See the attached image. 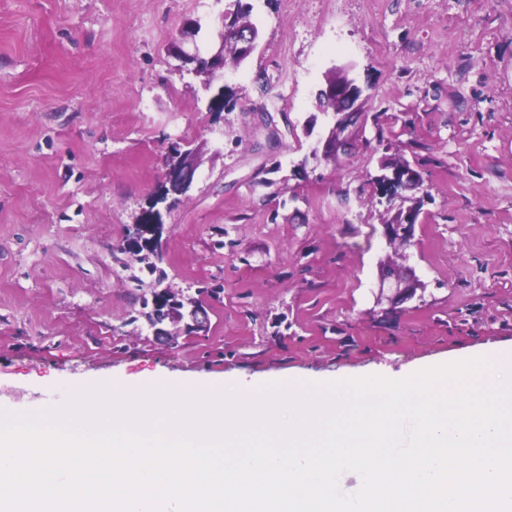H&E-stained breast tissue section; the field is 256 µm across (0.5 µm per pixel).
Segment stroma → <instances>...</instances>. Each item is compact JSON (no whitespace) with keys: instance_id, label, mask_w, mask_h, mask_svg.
<instances>
[{"instance_id":"stroma-1","label":"stroma","mask_w":512,"mask_h":512,"mask_svg":"<svg viewBox=\"0 0 512 512\" xmlns=\"http://www.w3.org/2000/svg\"><path fill=\"white\" fill-rule=\"evenodd\" d=\"M257 50L205 82L170 54L214 50L230 0H0V405L131 376L173 383L401 372L512 344V0H250ZM345 67L363 139L326 154L316 93ZM226 87L221 114L209 100ZM192 143L162 208L167 287L205 333H136L119 249ZM421 189L381 202V163ZM284 187L274 196V186ZM419 207L409 245L382 226ZM426 285L382 312L378 262ZM194 170L191 165L173 163L166 169L165 181L169 187L176 186L180 191L186 192L192 183Z\"/></svg>"}]
</instances>
